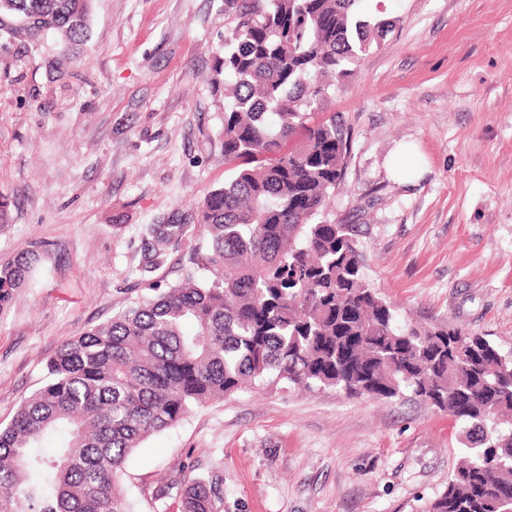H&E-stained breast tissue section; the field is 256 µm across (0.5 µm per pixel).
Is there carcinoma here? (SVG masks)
Listing matches in <instances>:
<instances>
[{
	"instance_id": "cac0c4a2",
	"label": "carcinoma",
	"mask_w": 512,
	"mask_h": 512,
	"mask_svg": "<svg viewBox=\"0 0 512 512\" xmlns=\"http://www.w3.org/2000/svg\"><path fill=\"white\" fill-rule=\"evenodd\" d=\"M366 0H225L224 185L194 224L205 245L175 284L67 339L47 380L0 427V512H134L117 478L152 434L255 387L410 396L448 412L466 440L424 512H512V347L449 323L398 320L369 283L355 224L325 219L351 156L332 90L398 19ZM90 0H4L0 30L49 33L80 51ZM186 224L141 228L142 279ZM43 245L0 262V310ZM63 429L51 459L38 448ZM178 512H224L219 481L191 477Z\"/></svg>"
}]
</instances>
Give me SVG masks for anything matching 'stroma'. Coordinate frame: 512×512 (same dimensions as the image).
Here are the masks:
<instances>
[{
  "mask_svg": "<svg viewBox=\"0 0 512 512\" xmlns=\"http://www.w3.org/2000/svg\"><path fill=\"white\" fill-rule=\"evenodd\" d=\"M368 7L398 23L328 106L352 150L326 219L358 225L400 320L512 347V0ZM224 23V0H91L80 62L58 36L0 32V261L49 246L0 311V423L65 338L136 297L142 225L191 221L223 185ZM404 142L425 160L414 184L389 168ZM463 442L420 400L261 388L148 437L120 484L137 512L184 470L222 479L224 512H422Z\"/></svg>",
  "mask_w": 512,
  "mask_h": 512,
  "instance_id": "obj_1",
  "label": "stroma"
}]
</instances>
